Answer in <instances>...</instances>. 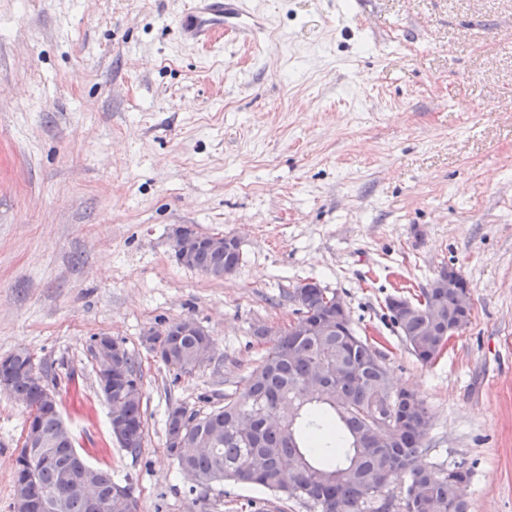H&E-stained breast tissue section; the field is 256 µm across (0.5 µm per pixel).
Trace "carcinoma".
<instances>
[{"mask_svg":"<svg viewBox=\"0 0 512 512\" xmlns=\"http://www.w3.org/2000/svg\"><path fill=\"white\" fill-rule=\"evenodd\" d=\"M240 249L217 256L200 248L192 268L211 273L219 267H239ZM305 312L325 309L326 289L316 282L303 289ZM411 319L391 313L403 331L414 356L423 364L443 352L440 337L431 335L428 315L443 319L455 311L457 300L446 288H425ZM210 336L185 333L180 328L160 338L168 353L165 364L181 372L192 370ZM112 381L103 394L109 407L117 406L125 423L121 446L131 453L142 447L144 418L142 378L135 356L122 349L113 358ZM317 376L324 388L316 395L305 390L307 378ZM0 386L30 401V425L14 460L13 489L24 487L28 496L41 500L57 488V471L43 466L35 478L28 476L31 434L39 430L44 447L58 464L81 476L89 469L76 451L75 435H59V400L48 401L42 373L32 356L16 351L0 360ZM291 409L280 426L266 425L278 404ZM253 420L254 431L244 435L238 419ZM432 413L409 390L394 389L388 380L384 355L359 336H278L261 361L224 394V404L208 412L190 411L180 421L167 415L166 436L184 433L202 440L204 450L181 461L182 469L196 478L195 487L232 481L256 484L295 499L311 512H471L465 490L471 478L467 469H432V477L419 479L418 458L428 451L426 440ZM407 481L397 496L385 492L397 481ZM56 512H122L117 503L92 507L80 497H68Z\"/></svg>","mask_w":512,"mask_h":512,"instance_id":"cac0c4a2","label":"carcinoma"}]
</instances>
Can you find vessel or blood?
<instances>
[{"label":"vessel or blood","instance_id":"vessel-or-blood-1","mask_svg":"<svg viewBox=\"0 0 512 512\" xmlns=\"http://www.w3.org/2000/svg\"><path fill=\"white\" fill-rule=\"evenodd\" d=\"M177 27L184 40L203 45L227 30L248 39L264 29L249 0H190L178 15Z\"/></svg>","mask_w":512,"mask_h":512}]
</instances>
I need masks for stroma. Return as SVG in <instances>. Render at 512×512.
<instances>
[{
	"mask_svg": "<svg viewBox=\"0 0 512 512\" xmlns=\"http://www.w3.org/2000/svg\"><path fill=\"white\" fill-rule=\"evenodd\" d=\"M187 0H0V356L27 350L89 462L140 512H307L249 483L192 490L169 407L203 412L297 318L315 281L344 300L394 386L433 415L426 460L471 469L472 512H512V0H252L278 46L181 39ZM235 234L212 280L172 232ZM470 324L419 363L387 303L442 268ZM190 318L215 344L188 373L143 343ZM136 357L144 441L108 430L91 337ZM27 413L0 388V512ZM182 227L177 228L172 238L174 258L182 265H187L195 254L196 237L185 234Z\"/></svg>",
	"mask_w": 512,
	"mask_h": 512,
	"instance_id": "obj_1",
	"label": "stroma"
}]
</instances>
